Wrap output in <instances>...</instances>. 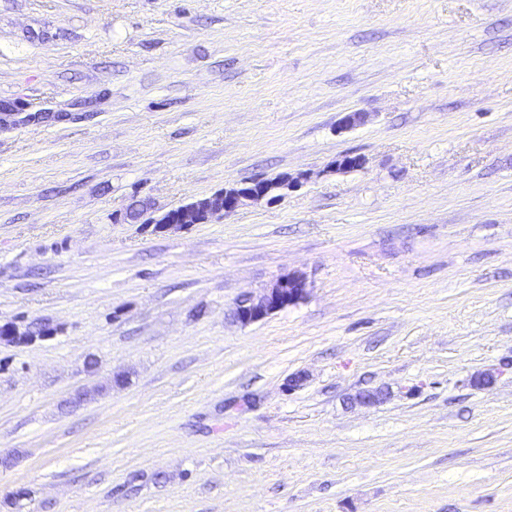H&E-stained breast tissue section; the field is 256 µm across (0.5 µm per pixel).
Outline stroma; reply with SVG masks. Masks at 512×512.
<instances>
[{
	"instance_id": "1",
	"label": "stroma",
	"mask_w": 512,
	"mask_h": 512,
	"mask_svg": "<svg viewBox=\"0 0 512 512\" xmlns=\"http://www.w3.org/2000/svg\"><path fill=\"white\" fill-rule=\"evenodd\" d=\"M0 101V512H512V0H0ZM272 187L264 178H250L234 188L217 191L168 212L160 231L180 229L190 224H207L235 211L246 201H259L271 193ZM307 290V282L302 275H282L258 293L238 296L232 306L233 319L241 326L261 322L288 306L298 304L307 295Z\"/></svg>"
}]
</instances>
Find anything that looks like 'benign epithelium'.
<instances>
[{"label":"benign epithelium","instance_id":"1","mask_svg":"<svg viewBox=\"0 0 512 512\" xmlns=\"http://www.w3.org/2000/svg\"><path fill=\"white\" fill-rule=\"evenodd\" d=\"M271 190L272 187L263 178L247 179L234 188L217 191L171 209L164 223L157 225V229L166 231L190 224H207L232 213L246 201L265 198ZM306 295L305 278L296 273H288L278 277L258 293L248 292L238 296L233 302L232 316L241 326L252 325L298 304ZM33 339L34 336L19 332L14 325H0V341L20 343Z\"/></svg>","mask_w":512,"mask_h":512}]
</instances>
